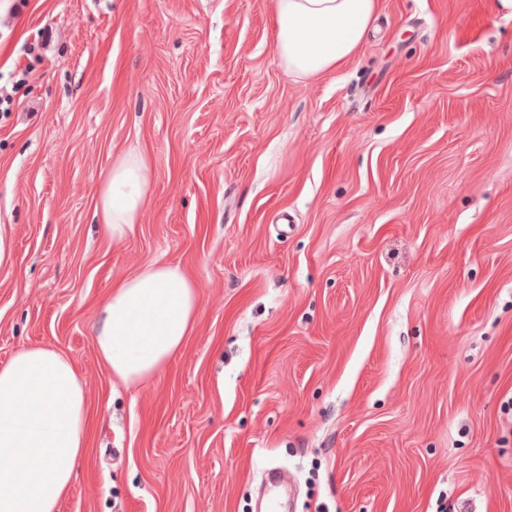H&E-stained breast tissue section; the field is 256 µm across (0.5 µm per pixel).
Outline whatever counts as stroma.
I'll return each instance as SVG.
<instances>
[{
  "label": "stroma",
  "mask_w": 512,
  "mask_h": 512,
  "mask_svg": "<svg viewBox=\"0 0 512 512\" xmlns=\"http://www.w3.org/2000/svg\"><path fill=\"white\" fill-rule=\"evenodd\" d=\"M0 364L72 362L89 429L60 512H512V15L380 0L355 57L308 81L273 0H0ZM146 153L135 233L97 190ZM199 286L150 381L95 334L146 264Z\"/></svg>",
  "instance_id": "stroma-1"
}]
</instances>
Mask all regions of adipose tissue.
I'll return each instance as SVG.
<instances>
[{"mask_svg": "<svg viewBox=\"0 0 512 512\" xmlns=\"http://www.w3.org/2000/svg\"><path fill=\"white\" fill-rule=\"evenodd\" d=\"M378 0H274V49L283 67L315 78L350 60ZM151 191L150 161L117 156L98 191L99 231L133 233ZM197 282L180 266L150 263L113 286L100 310L96 347L113 379L138 385L181 350L196 321ZM85 389L70 360L23 346L0 365V512H58L87 446Z\"/></svg>", "mask_w": 512, "mask_h": 512, "instance_id": "1", "label": "adipose tissue"}]
</instances>
